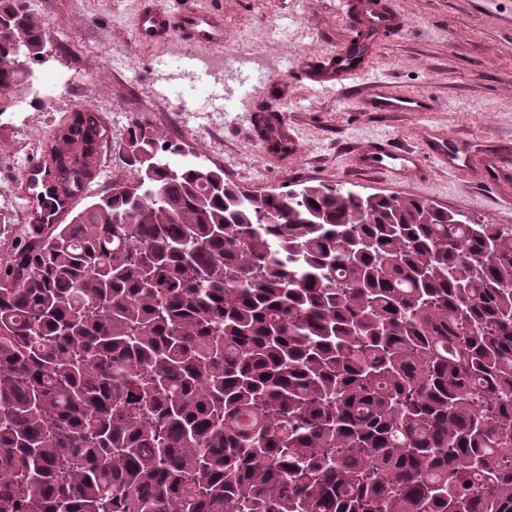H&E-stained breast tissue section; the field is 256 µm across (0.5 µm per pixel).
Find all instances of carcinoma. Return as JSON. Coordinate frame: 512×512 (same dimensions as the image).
Wrapping results in <instances>:
<instances>
[{
	"mask_svg": "<svg viewBox=\"0 0 512 512\" xmlns=\"http://www.w3.org/2000/svg\"><path fill=\"white\" fill-rule=\"evenodd\" d=\"M9 13L8 90L47 42ZM127 131L109 194L0 263V512H512V232L255 192L172 161L144 111ZM100 135L89 110L58 129L45 205L97 176Z\"/></svg>",
	"mask_w": 512,
	"mask_h": 512,
	"instance_id": "cac0c4a2",
	"label": "carcinoma"
}]
</instances>
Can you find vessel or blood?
I'll return each mask as SVG.
<instances>
[{"label": "vessel or blood", "instance_id": "b4317fda", "mask_svg": "<svg viewBox=\"0 0 512 512\" xmlns=\"http://www.w3.org/2000/svg\"><path fill=\"white\" fill-rule=\"evenodd\" d=\"M342 7L352 20L362 22L364 30L370 31L373 39L399 35L405 28L404 19L393 9L389 0H341ZM137 36L144 41H163L170 35H178L181 42L190 48H213L224 43V24L213 13L196 10L192 4L176 12L162 8L148 0L137 17ZM347 50L320 58L302 61L303 79L339 90L349 89L355 75L363 69L362 64L349 63ZM368 105L376 112H397L400 110L426 111L424 100L411 98L383 86H375L368 94ZM251 133L261 142L264 149H277L290 154L299 148L297 137L292 134L282 113L259 112L251 120ZM438 162H453L463 167L467 158L448 147L444 138L432 139L427 157H420L389 141H377L364 147L358 153L359 169L379 171L394 177L422 172L425 159ZM485 181L488 185L499 186L512 181V164L497 157L489 158L485 165Z\"/></svg>", "mask_w": 512, "mask_h": 512}]
</instances>
